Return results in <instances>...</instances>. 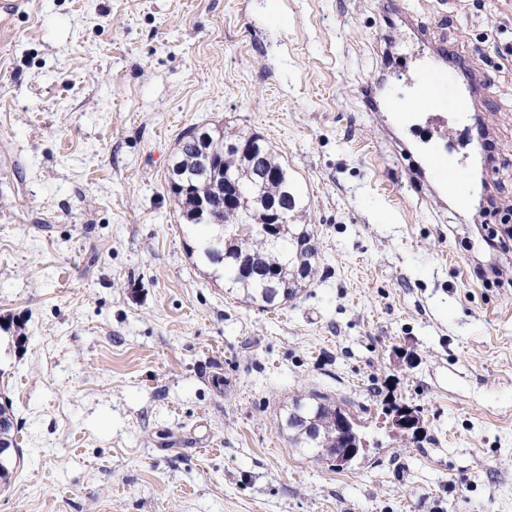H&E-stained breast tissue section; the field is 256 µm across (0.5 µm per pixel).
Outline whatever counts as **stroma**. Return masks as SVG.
Returning <instances> with one entry per match:
<instances>
[{
	"instance_id": "stroma-1",
	"label": "stroma",
	"mask_w": 512,
	"mask_h": 512,
	"mask_svg": "<svg viewBox=\"0 0 512 512\" xmlns=\"http://www.w3.org/2000/svg\"><path fill=\"white\" fill-rule=\"evenodd\" d=\"M403 3L0 0V322L27 336L0 330V512H512V223L410 182L377 90L463 57L512 209V0ZM218 125L280 155L318 243L273 308L200 260L170 190L181 134ZM312 392L418 432L314 462L280 425ZM3 399V402H0V441L10 445V448L0 445V455H8L14 448H16V453L15 456L0 461V487L10 484L14 472L21 464V459L23 461L22 450L18 442L20 430L15 419L12 401L6 396ZM13 445L14 448H12Z\"/></svg>"
}]
</instances>
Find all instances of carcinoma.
I'll return each instance as SVG.
<instances>
[{
  "label": "carcinoma",
  "mask_w": 512,
  "mask_h": 512,
  "mask_svg": "<svg viewBox=\"0 0 512 512\" xmlns=\"http://www.w3.org/2000/svg\"><path fill=\"white\" fill-rule=\"evenodd\" d=\"M217 160L215 171H199L201 148ZM238 177L239 182L261 186L255 194L239 199L236 216L224 224H210L209 235L201 243L200 256L210 265L221 269L230 288L243 292L244 297L263 308L273 307L293 297L301 286L316 274V256L301 248L302 242L313 237L306 224H288L276 232L275 238L255 223L253 214L266 201L282 202L297 214L303 202L295 183L279 156L260 137H246L240 131L225 127L213 132L189 129L182 133L174 157L171 174L182 179L171 182L170 188L180 205L187 225L203 226L195 216L198 201L223 202L224 173ZM251 270L248 277L236 274L239 266ZM295 272L297 279L289 287L277 281L283 266ZM348 414L342 407L320 394L300 396L283 408L281 426L288 432L293 448L303 449L318 460L324 456L312 449L309 428L327 448H345L347 443L337 430L340 415ZM19 427L12 401L0 402V441L16 448L14 456L0 461V486L10 484L23 459L18 442Z\"/></svg>",
  "instance_id": "1"
}]
</instances>
